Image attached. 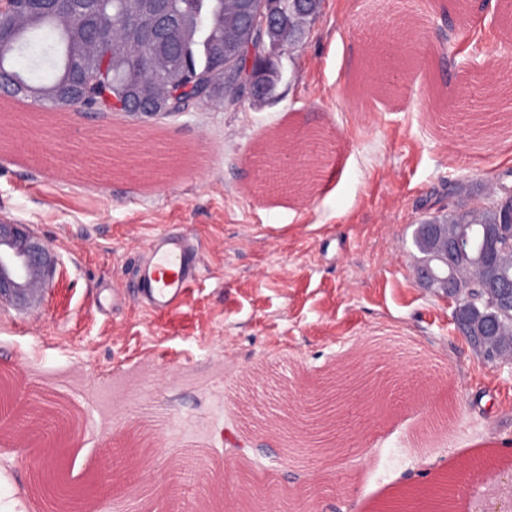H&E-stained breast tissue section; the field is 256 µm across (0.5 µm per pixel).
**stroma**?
Here are the masks:
<instances>
[{
  "mask_svg": "<svg viewBox=\"0 0 512 512\" xmlns=\"http://www.w3.org/2000/svg\"><path fill=\"white\" fill-rule=\"evenodd\" d=\"M512 57V0H322L271 103L205 105L142 120L147 136L199 148L197 166L148 165L107 188L80 168L34 171L16 141L112 153L132 118L31 106L0 114V213L45 241L57 273L43 309L0 302V512H42L30 461L102 481L83 512H226L224 476L246 477L244 512H380L456 476L451 512L512 507V368L458 333L454 302L419 288L412 233L459 202L479 208L512 169V132L449 111ZM314 131L326 154L306 194L262 184L269 133ZM335 167L336 176L323 172ZM191 236L198 280L166 322L138 306L133 265L158 234ZM122 300L98 313V297ZM339 397L331 449L312 444L301 399Z\"/></svg>",
  "mask_w": 512,
  "mask_h": 512,
  "instance_id": "1",
  "label": "stroma"
}]
</instances>
